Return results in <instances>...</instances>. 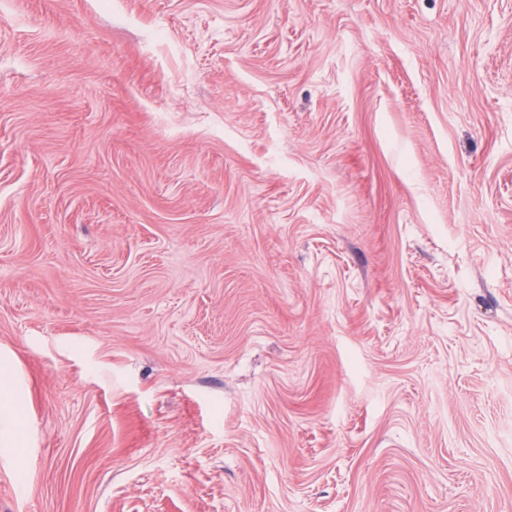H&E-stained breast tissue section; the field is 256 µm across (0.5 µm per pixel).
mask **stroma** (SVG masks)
Here are the masks:
<instances>
[{
  "instance_id": "stroma-1",
  "label": "stroma",
  "mask_w": 512,
  "mask_h": 512,
  "mask_svg": "<svg viewBox=\"0 0 512 512\" xmlns=\"http://www.w3.org/2000/svg\"><path fill=\"white\" fill-rule=\"evenodd\" d=\"M0 512H512V0H0Z\"/></svg>"
}]
</instances>
